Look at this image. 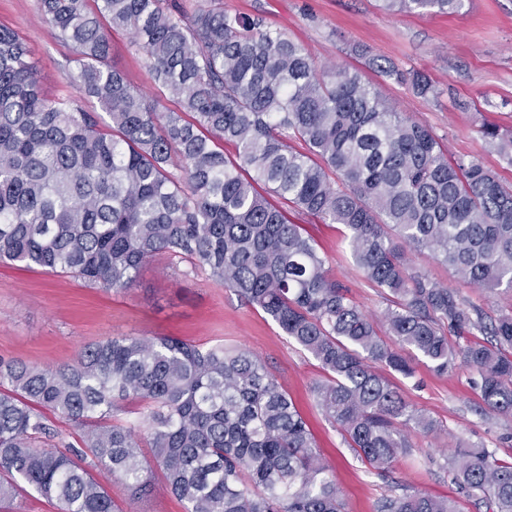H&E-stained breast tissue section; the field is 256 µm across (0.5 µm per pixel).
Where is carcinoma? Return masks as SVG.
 Segmentation results:
<instances>
[{"mask_svg": "<svg viewBox=\"0 0 512 512\" xmlns=\"http://www.w3.org/2000/svg\"><path fill=\"white\" fill-rule=\"evenodd\" d=\"M87 2L40 0L76 51L67 81L105 120L44 99L24 40L0 27V263L116 293L160 253L208 271L318 361L317 405L381 475L413 447L409 432L441 429L377 371L414 374L385 335L436 373L470 370L483 410L512 417V308L467 301L406 252L426 250L487 291L511 290L512 187L476 158H448L358 69L318 67L284 31L227 14L220 0L190 16L176 0ZM462 2L383 7L446 13ZM112 29L130 31L180 112L159 111L108 63ZM367 66L436 94L424 73L379 56ZM480 134L512 166V136L493 124ZM175 163L182 174L169 170ZM274 198L343 226L356 267L387 302L381 321ZM125 401L146 410L143 424L112 423ZM49 413L73 424L78 445L52 444ZM447 466L466 496L512 512V463L462 445ZM156 471L184 512H345L302 414L246 349L122 336L61 366L0 360V512L28 488L58 512H121L99 475L140 497L155 490ZM377 512L457 509L405 491L380 499Z\"/></svg>", "mask_w": 512, "mask_h": 512, "instance_id": "obj_1", "label": "carcinoma"}]
</instances>
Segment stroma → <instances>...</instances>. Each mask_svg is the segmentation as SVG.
I'll return each instance as SVG.
<instances>
[{
  "label": "stroma",
  "mask_w": 512,
  "mask_h": 512,
  "mask_svg": "<svg viewBox=\"0 0 512 512\" xmlns=\"http://www.w3.org/2000/svg\"><path fill=\"white\" fill-rule=\"evenodd\" d=\"M226 13L262 18L285 31L320 65L364 68L367 56H380L404 71L418 70L433 80L437 93L422 97L408 86L366 70L397 111L427 126L443 139L452 158L480 159L501 183L512 185V167L479 133L483 123L512 131V0H464L459 10L439 13H390L382 0H223ZM0 26L18 32L50 100L76 98L66 76L76 67L73 46L45 21L40 0H0ZM109 61L127 82L163 111H178L155 84L145 56L127 31L110 33ZM304 225L336 277L367 314L381 317L385 305L354 266L342 243L341 227L318 224L289 212ZM411 259L436 280L457 289L487 310L512 307V290L485 289L458 280L427 255ZM120 336H178L208 349L244 348L260 357L306 418L322 456L329 462L346 512H375L393 483L432 496L457 500L460 512H486L466 497L446 469V459L463 443L494 450L512 462V418L480 411L474 376L460 369L431 372L415 361V376L399 379L413 408L442 425L431 435L411 434L413 446L395 463L390 476L363 464L339 431L322 414L312 391L322 372L317 361L288 339L268 315L247 305L237 292L214 284L208 271L190 262L158 255L140 271L135 288L106 292L83 281L40 269L0 266V358L57 366L71 362L90 343ZM121 512H183L177 500L160 491L137 499L126 485H107Z\"/></svg>",
  "instance_id": "35a3bbf8"
}]
</instances>
